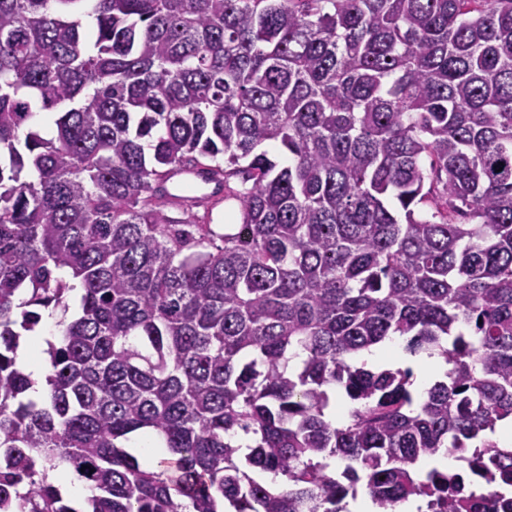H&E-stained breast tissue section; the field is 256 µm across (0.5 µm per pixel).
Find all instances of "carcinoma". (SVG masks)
I'll use <instances>...</instances> for the list:
<instances>
[{"label": "carcinoma", "instance_id": "carcinoma-1", "mask_svg": "<svg viewBox=\"0 0 512 512\" xmlns=\"http://www.w3.org/2000/svg\"><path fill=\"white\" fill-rule=\"evenodd\" d=\"M395 336L448 364L418 398L358 361ZM505 418L512 0H0V512H512ZM182 182H192L197 185L199 192L197 196H211L213 194L215 185L214 183L207 182L202 174L197 170L184 169L180 170L170 180L168 190L170 193L171 200L180 203L185 198L177 189V186ZM54 330H52L53 334ZM47 331L38 330L34 335L27 337V345L19 352L18 364L26 372H31L33 377L38 379L35 391L31 392L32 398H42L45 394V383L42 379L44 374L46 340H53L54 336H50Z\"/></svg>", "mask_w": 512, "mask_h": 512}]
</instances>
